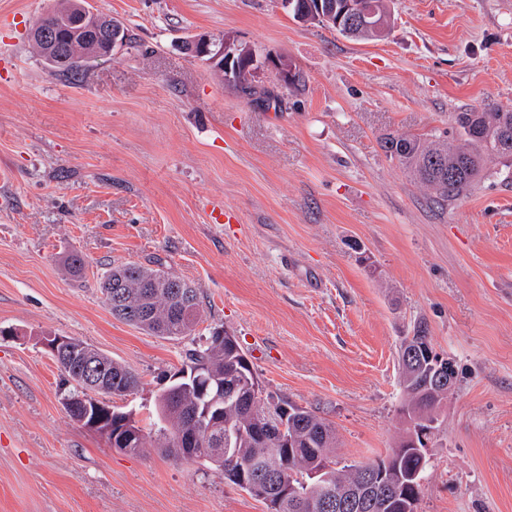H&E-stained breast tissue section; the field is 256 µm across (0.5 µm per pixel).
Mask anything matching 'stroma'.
Masks as SVG:
<instances>
[{
    "instance_id": "stroma-1",
    "label": "stroma",
    "mask_w": 512,
    "mask_h": 512,
    "mask_svg": "<svg viewBox=\"0 0 512 512\" xmlns=\"http://www.w3.org/2000/svg\"><path fill=\"white\" fill-rule=\"evenodd\" d=\"M54 3L0 0V512H268L220 470L115 450L65 413L47 336L132 368L138 392L113 403L153 424L191 342L113 317L100 278L155 260L200 288L197 334L236 336L263 396L330 420L348 465L397 446L399 345L425 322L458 378L417 512H512V180L493 161L441 207L381 147L512 109V0H393L370 41L280 0H88L136 42L68 77L30 40ZM201 35L302 81L265 70L270 100L246 96L185 52Z\"/></svg>"
}]
</instances>
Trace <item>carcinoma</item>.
I'll return each instance as SVG.
<instances>
[{
	"label": "carcinoma",
	"instance_id": "cac0c4a2",
	"mask_svg": "<svg viewBox=\"0 0 512 512\" xmlns=\"http://www.w3.org/2000/svg\"><path fill=\"white\" fill-rule=\"evenodd\" d=\"M73 0H58L47 14V20L65 38H73L70 27ZM36 53L62 74L74 75L82 63L91 58L89 45L76 41L69 51L59 52L38 42ZM506 131L502 144L512 156V109L500 106L466 109L453 115L452 131L439 134H404L388 136L381 141L386 155L398 162L412 180L422 185L436 201L448 202L468 192L488 172V163L502 156L496 137ZM101 291H112L108 304L112 315L150 334L170 340L190 339L187 362L180 373L200 368L211 382L224 385V425L195 422L191 414L201 403L200 384L192 377H181L168 385L156 404L154 429L137 426L130 444V453L141 454L147 448H159L180 458L183 448L176 438L184 430L198 433L205 454L219 458L225 455L226 426L236 429L233 458L224 459V478L235 485L241 481H257L266 488L265 503L269 512H321L317 507L294 506L279 497L280 483L292 479L300 485L313 503L323 495L343 497L358 484L363 469L385 471L381 488L400 485L418 504L425 490L428 467L420 466L417 449L405 443L385 457L366 464L339 465L336 460V430L331 422L306 408L295 415V447L288 450L267 443L251 432L252 420L276 412L275 404L239 395L231 388L229 376L241 367L245 358L236 337L225 335L218 341L214 335L196 336L203 308L200 289L159 267L127 263L103 273ZM70 366L62 367L67 379L77 381L76 368L87 358L102 366L103 383L112 395L127 397L136 394L140 380L126 365L113 360L88 343L78 339L68 353ZM429 368L419 364L414 373L403 380L398 409L403 421L415 422L435 413L437 401L421 395V389L433 384ZM334 466L331 492H326L311 479L323 464Z\"/></svg>",
	"mask_w": 512,
	"mask_h": 512
}]
</instances>
